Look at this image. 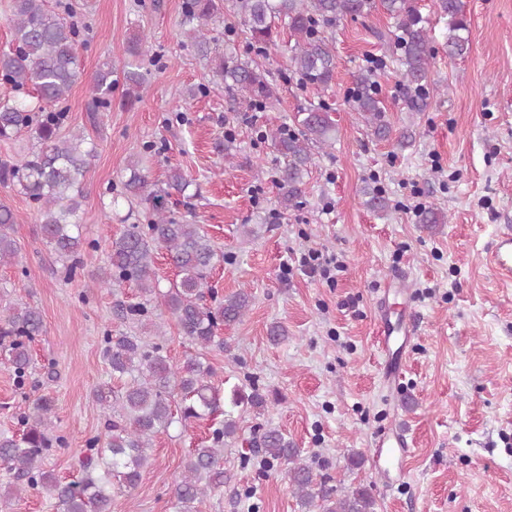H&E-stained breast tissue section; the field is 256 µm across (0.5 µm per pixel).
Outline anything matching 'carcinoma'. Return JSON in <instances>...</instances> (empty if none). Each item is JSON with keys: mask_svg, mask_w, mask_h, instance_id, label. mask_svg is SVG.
I'll return each instance as SVG.
<instances>
[{"mask_svg": "<svg viewBox=\"0 0 512 512\" xmlns=\"http://www.w3.org/2000/svg\"><path fill=\"white\" fill-rule=\"evenodd\" d=\"M382 7L396 20L393 45L399 51L403 86L414 89L407 98L411 110L425 102L424 88L434 59L427 18L414 0H381ZM440 14L448 18V57L465 56L470 49V30L461 0H437ZM375 0H232L250 42L265 49L274 42L275 23L283 22L296 37L290 58L292 71L303 85L325 89L336 69V56L324 29L336 21L365 18L375 9ZM216 0H185L181 27L198 54L214 63L213 78L241 92L242 103L261 106L276 98L271 72L254 60L239 58L233 45L217 48L208 22L216 17ZM12 42L0 52V80L17 93L33 89L35 101L0 102V140L17 138L26 132L32 148L26 155L0 160V183L13 186L37 211L45 246L65 267L67 278L83 275V237L79 213L84 198L81 178L97 152L94 141L73 134L61 136L68 112L61 107L80 75L77 55L79 31L45 0H11ZM123 104L132 108L139 99L135 89L143 87L140 65L130 63L122 70ZM112 63L105 62L91 81L88 111L92 116L112 107L117 80ZM355 91L349 100L380 139L391 138L393 129L385 121L377 97L372 71L354 78ZM298 129L275 135L279 154L280 204L295 208L305 193L304 185L313 164V151L329 148L336 140V122L328 107L311 106L295 116ZM129 176L122 182V196L145 206V223L129 224L110 242L107 264L89 278L94 288H114L125 283L138 289L140 301L118 305L129 321L151 324L158 307L175 319L184 338L199 352L172 364L160 341L140 336H104L103 356L112 377L124 380L115 389L97 390V400L112 412L106 421L107 438L86 440L79 464L86 476L64 483L43 468V460L65 440L53 434L54 402L41 395L25 397L26 407L18 416L17 432L0 435V467L12 478L0 485V501L19 498L34 491L55 500L60 512H112L109 486L116 479L134 488L146 475V451L153 438L173 424L208 417L220 408V393L209 378L212 367L206 353L224 349L220 327L242 321L251 293L241 288L222 299L206 296L211 272L224 262V252L212 241L201 224H186L170 214L166 197L180 194L190 182L171 170L168 190L150 188L148 175L135 158L128 162ZM16 218L10 208L0 206V265L11 264L19 247L11 236ZM163 248L177 270V279L163 291L154 271V253ZM44 333L41 311L29 304L7 303L0 308V355L12 369L16 386L24 388L32 363L31 344ZM232 404L263 408L266 395L251 387L247 393L233 390ZM238 421L224 415L214 429L210 443L190 451L174 493L180 512H195V504L208 492L224 486V446L236 439ZM266 463L285 467L289 485L303 512H375L370 489L359 484L338 495L317 478L313 468L288 435L276 427H265L251 441Z\"/></svg>", "mask_w": 512, "mask_h": 512, "instance_id": "cac0c4a2", "label": "carcinoma"}]
</instances>
